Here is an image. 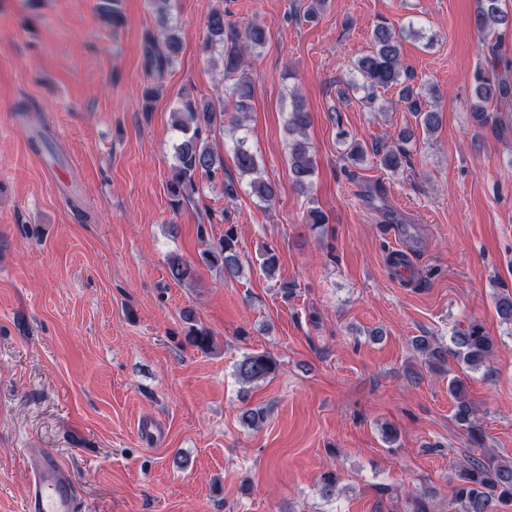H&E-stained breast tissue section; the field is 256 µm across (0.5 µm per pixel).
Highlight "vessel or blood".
I'll use <instances>...</instances> for the list:
<instances>
[{
  "label": "vessel or blood",
  "instance_id": "b4317fda",
  "mask_svg": "<svg viewBox=\"0 0 512 512\" xmlns=\"http://www.w3.org/2000/svg\"><path fill=\"white\" fill-rule=\"evenodd\" d=\"M28 463L31 479L22 512H82L79 489L54 454L40 448L29 449Z\"/></svg>",
  "mask_w": 512,
  "mask_h": 512
}]
</instances>
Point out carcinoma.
I'll return each mask as SVG.
<instances>
[{
  "instance_id": "cac0c4a2",
  "label": "carcinoma",
  "mask_w": 512,
  "mask_h": 512,
  "mask_svg": "<svg viewBox=\"0 0 512 512\" xmlns=\"http://www.w3.org/2000/svg\"><path fill=\"white\" fill-rule=\"evenodd\" d=\"M475 14V26L488 33H503L512 29V9L506 7L505 0H479ZM156 16L157 27L145 31L142 38V64L146 74L153 78L162 77L172 67L181 48L179 30L172 25L174 0H149ZM96 11L102 22L109 27H119L124 16L120 0H98ZM406 30H397L386 20H381L374 28L372 47L359 56L351 67L353 78L346 83L347 92L356 94L364 91L363 101L373 100L379 89L396 87L398 103L412 112L416 127L425 134L434 132L442 121L439 112L424 106L426 93L423 88H415L409 81L410 75L401 59V40ZM267 42L266 29L251 23L240 27L224 17V10L216 8L206 20V33L203 50L209 55L220 56L224 80L230 86L224 89L227 100L214 104L187 93L183 95L173 110V127L179 133L173 146V162L167 180V193L170 207L179 211L195 203L201 194V181L220 183L222 194L229 200L238 197L241 183L224 177V157L214 151L209 136L224 124L231 130L245 129V122L251 111L253 86L247 73L249 58L259 54ZM498 58L490 61V69L479 70L474 75L475 98L470 106L473 118L485 124L488 121V104L506 97L512 88L497 71ZM311 115L305 104L298 98L292 100L287 112L285 131L288 135V166L293 185L302 192L309 190L315 174V164L311 155V144L307 130ZM415 133L404 130L394 145L377 146L366 150L359 143L350 148V156L362 161L373 154L379 164L391 172H398L410 163L409 145ZM234 167L239 178H248L250 194L261 208L269 207L276 198L273 183L261 175L257 153L248 145L246 135L232 139ZM200 242L204 244L199 257L208 268L218 269L224 278L238 279L245 274V265L237 249L238 230L229 224L224 235L216 242L206 239L204 227H198ZM279 267V257L275 249L265 247L261 253L260 269L272 279ZM169 275L178 282H190L196 278V266L179 256L168 261ZM498 316L512 322V295L504 293L495 298ZM190 324L185 336L186 342L201 350L209 351L215 341L211 332L196 324L193 314H185ZM452 347L441 348L432 344L426 336L414 340V348L423 357L424 364L431 370L439 369L452 357L470 369H477L490 360L494 353L495 340L478 323H471L465 330H458L451 339ZM277 359L266 351L248 353L236 364L235 375L243 383H256L277 373ZM448 392L454 399V417L466 426L473 442L483 441V432L474 424V408L466 395L463 380L454 377L448 382ZM512 500V463L503 464L493 456L471 457L460 467L458 482L453 488V501L457 512H497L498 504Z\"/></svg>"
}]
</instances>
